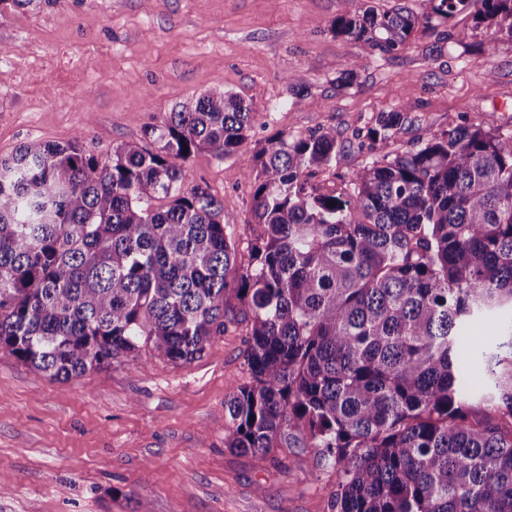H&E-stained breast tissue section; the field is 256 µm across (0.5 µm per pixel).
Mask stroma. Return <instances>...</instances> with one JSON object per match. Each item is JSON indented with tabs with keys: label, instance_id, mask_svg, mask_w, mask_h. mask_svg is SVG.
<instances>
[{
	"label": "stroma",
	"instance_id": "obj_1",
	"mask_svg": "<svg viewBox=\"0 0 512 512\" xmlns=\"http://www.w3.org/2000/svg\"><path fill=\"white\" fill-rule=\"evenodd\" d=\"M341 0H0V157L80 138L98 155L206 92L248 104L247 151L195 154L202 185L236 224L239 252L261 232L243 172L276 132L336 130L327 177L343 185L372 161L359 134L405 107L393 148H418L468 119L512 132V39L463 12L396 53L353 67L358 49L328 32ZM306 80L307 95L288 91ZM226 330L181 364L142 346L81 378L54 380L0 350V512H329L331 461L273 448L262 464L224 446V400L246 377L249 320L229 300Z\"/></svg>",
	"mask_w": 512,
	"mask_h": 512
}]
</instances>
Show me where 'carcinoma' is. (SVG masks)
Wrapping results in <instances>:
<instances>
[{"label": "carcinoma", "instance_id": "cac0c4a2", "mask_svg": "<svg viewBox=\"0 0 512 512\" xmlns=\"http://www.w3.org/2000/svg\"><path fill=\"white\" fill-rule=\"evenodd\" d=\"M418 16L342 0L330 32L356 62L399 50L454 12L512 37V0H431ZM406 117L379 113L384 154L338 192L311 182L336 129L267 139L244 171L262 233L241 256L197 152L237 155L254 129L212 92L102 157L29 142L0 159V349L52 378L84 377L144 344L173 363L250 314L246 380L224 401V446L318 448L330 512H512V134L465 121L388 150ZM165 199V208L151 201ZM499 338L471 334L482 320Z\"/></svg>", "mask_w": 512, "mask_h": 512}]
</instances>
